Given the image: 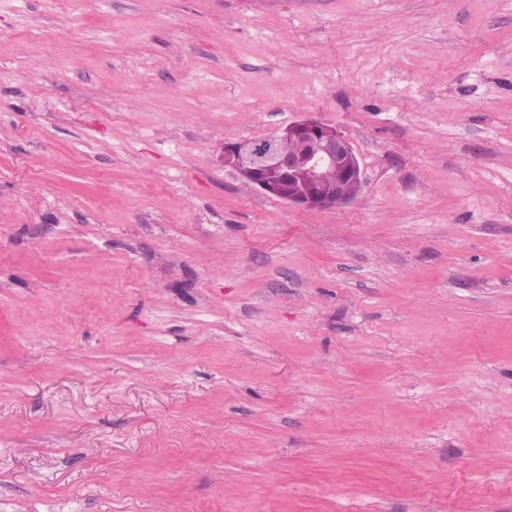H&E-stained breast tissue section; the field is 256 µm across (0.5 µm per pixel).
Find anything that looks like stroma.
<instances>
[{"mask_svg": "<svg viewBox=\"0 0 512 512\" xmlns=\"http://www.w3.org/2000/svg\"><path fill=\"white\" fill-rule=\"evenodd\" d=\"M0 512H512V0H0ZM327 126L329 125L315 118L305 117L292 121L263 138L227 142L224 143L219 161L225 168H231L241 177H250L252 185L260 192L288 204L304 209L344 206L353 201V198L345 194L336 195V177H349L354 180L340 184L347 194L357 196L361 190V184L356 183L362 182L361 167L346 136L337 129L330 130ZM282 140L293 141L279 144L280 150L286 153L278 149V142ZM296 147L297 150L291 153ZM302 172H308L309 183L308 176L304 173L296 179L294 187L301 189L308 184L307 189L282 193L275 178L287 173L289 178ZM332 174L334 175L329 178ZM321 188L324 194L336 197L325 196Z\"/></svg>", "mask_w": 512, "mask_h": 512, "instance_id": "35a3bbf8", "label": "stroma"}]
</instances>
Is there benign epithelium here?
<instances>
[{"label":"benign epithelium","mask_w":512,"mask_h":512,"mask_svg":"<svg viewBox=\"0 0 512 512\" xmlns=\"http://www.w3.org/2000/svg\"><path fill=\"white\" fill-rule=\"evenodd\" d=\"M282 140L293 141L297 150L280 152L278 142ZM219 161L251 178L252 185L265 195L304 209L344 206L353 201L345 194L329 198L321 192L324 181L333 174L362 182L359 160L346 136L312 117L292 121L263 138L226 142ZM302 172L309 175L307 189L282 193L275 178Z\"/></svg>","instance_id":"1"}]
</instances>
